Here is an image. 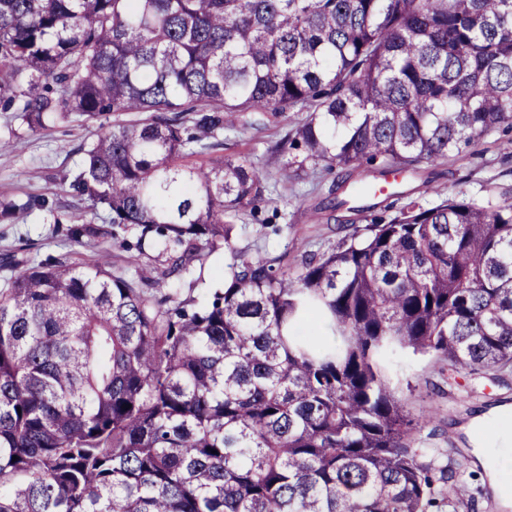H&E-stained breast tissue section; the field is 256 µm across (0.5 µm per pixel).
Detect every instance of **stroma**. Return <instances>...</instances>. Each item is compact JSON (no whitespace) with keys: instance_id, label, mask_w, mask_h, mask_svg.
I'll use <instances>...</instances> for the list:
<instances>
[{"instance_id":"1","label":"stroma","mask_w":512,"mask_h":512,"mask_svg":"<svg viewBox=\"0 0 512 512\" xmlns=\"http://www.w3.org/2000/svg\"><path fill=\"white\" fill-rule=\"evenodd\" d=\"M248 119V113H241L235 127L225 129L224 154L248 157L263 168L266 190L257 213L239 219L234 243L253 256L282 257L293 267L302 255L326 251L351 233V226L328 221L320 209L341 171L321 168L304 179L286 177L284 157L267 152L270 142L283 136L286 120L256 131L248 127ZM99 132L98 125L77 121L33 131L12 113L0 112V200L21 204L43 198L54 208L50 216L36 210L0 219V257L11 254L28 266L51 256L77 262L92 258L112 272L145 274L143 258L113 241L111 225H103L101 237L90 247L70 236L72 227L95 217L69 183L81 163L80 147ZM413 186L410 198L392 197L393 210L410 201L429 208L449 197L483 201L493 194L512 196V132H491L476 155L449 158L432 168L429 178H416ZM384 374L395 396L422 421L412 443L420 462L436 479L446 467L462 474L456 486L441 485L446 503L433 512H512V503L498 498L475 466L474 439L468 433L475 417L502 405L512 407V367L464 373L441 368L431 356L397 349L388 355Z\"/></svg>"}]
</instances>
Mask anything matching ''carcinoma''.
<instances>
[{"label":"carcinoma","mask_w":512,"mask_h":512,"mask_svg":"<svg viewBox=\"0 0 512 512\" xmlns=\"http://www.w3.org/2000/svg\"><path fill=\"white\" fill-rule=\"evenodd\" d=\"M0 111L100 122L71 188L157 263L49 258L0 292V512L437 506L381 361L512 366V199L385 220L340 195L512 129V0H0ZM240 112L300 116L271 153L345 170L327 209L366 225L292 270L237 250L266 180L220 155ZM219 250L209 302L151 293Z\"/></svg>","instance_id":"cac0c4a2"}]
</instances>
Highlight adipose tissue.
Returning <instances> with one entry per match:
<instances>
[{"instance_id":"obj_1","label":"adipose tissue","mask_w":512,"mask_h":512,"mask_svg":"<svg viewBox=\"0 0 512 512\" xmlns=\"http://www.w3.org/2000/svg\"><path fill=\"white\" fill-rule=\"evenodd\" d=\"M480 428L489 429V436L474 450L477 464L487 473L496 495L512 499V484L502 474L503 460L512 454V409L500 408L478 420Z\"/></svg>"}]
</instances>
